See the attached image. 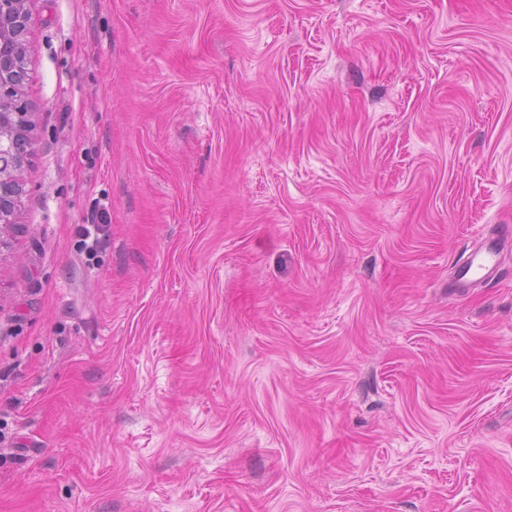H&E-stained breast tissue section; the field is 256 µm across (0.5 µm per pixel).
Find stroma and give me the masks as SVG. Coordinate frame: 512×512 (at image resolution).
Masks as SVG:
<instances>
[{
	"label": "stroma",
	"instance_id": "1",
	"mask_svg": "<svg viewBox=\"0 0 512 512\" xmlns=\"http://www.w3.org/2000/svg\"><path fill=\"white\" fill-rule=\"evenodd\" d=\"M28 9L0 512H512V0ZM108 219L109 212L107 209L103 208L98 211L95 216H92V220H87L90 224L83 226L82 240L89 251H94L99 246L104 227L109 222ZM87 240H90V244L87 243ZM497 257L496 239L478 245L456 266L455 278L450 288H470L476 282L488 279L497 270Z\"/></svg>",
	"mask_w": 512,
	"mask_h": 512
}]
</instances>
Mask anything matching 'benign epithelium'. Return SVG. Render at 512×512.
<instances>
[{
	"instance_id": "1",
	"label": "benign epithelium",
	"mask_w": 512,
	"mask_h": 512,
	"mask_svg": "<svg viewBox=\"0 0 512 512\" xmlns=\"http://www.w3.org/2000/svg\"><path fill=\"white\" fill-rule=\"evenodd\" d=\"M28 0H0V41H10L13 53L0 57V235L14 224L21 191L25 156L14 152V142L28 140L36 106L21 92L26 36L31 16Z\"/></svg>"
}]
</instances>
